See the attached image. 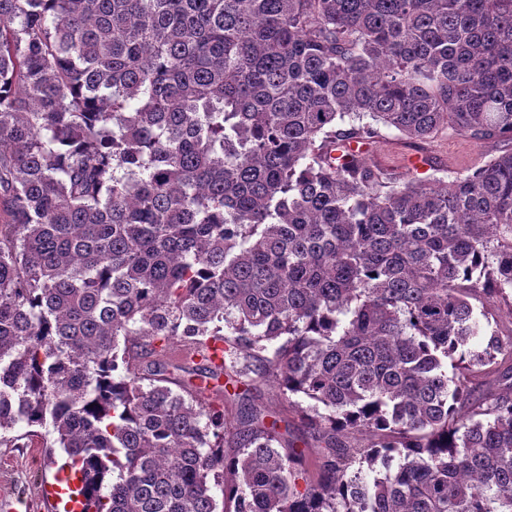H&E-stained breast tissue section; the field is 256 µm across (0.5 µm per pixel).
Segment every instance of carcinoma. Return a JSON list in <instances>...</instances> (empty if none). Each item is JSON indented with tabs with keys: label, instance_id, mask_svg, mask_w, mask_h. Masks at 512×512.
<instances>
[{
	"label": "carcinoma",
	"instance_id": "carcinoma-1",
	"mask_svg": "<svg viewBox=\"0 0 512 512\" xmlns=\"http://www.w3.org/2000/svg\"><path fill=\"white\" fill-rule=\"evenodd\" d=\"M379 125L512 139V0H0V431L52 428L84 512H512V367L468 414L448 376L512 362L471 303L512 289V152L389 189ZM250 378L257 379L255 382L257 391L253 390L254 395H257L255 404H258L262 408L275 410L279 412L283 418H287L290 437L297 440L299 445L302 446V442L316 444L313 439L314 431L312 427L307 421L302 420L295 411L288 408V402L281 398L277 389L268 382L259 380L253 373L250 374Z\"/></svg>",
	"mask_w": 512,
	"mask_h": 512
}]
</instances>
